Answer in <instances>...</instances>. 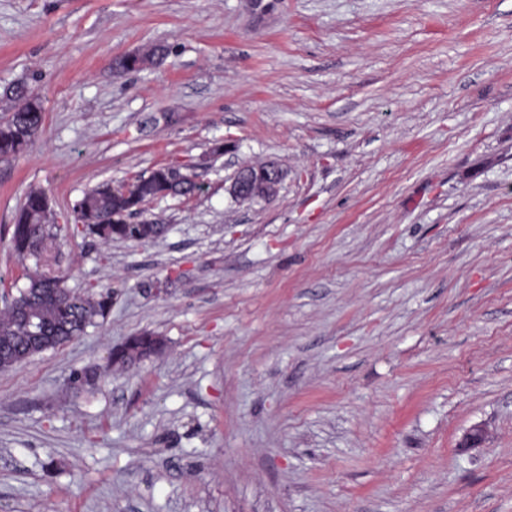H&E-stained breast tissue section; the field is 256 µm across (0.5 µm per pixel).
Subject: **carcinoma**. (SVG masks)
<instances>
[{"instance_id": "1", "label": "carcinoma", "mask_w": 512, "mask_h": 512, "mask_svg": "<svg viewBox=\"0 0 512 512\" xmlns=\"http://www.w3.org/2000/svg\"><path fill=\"white\" fill-rule=\"evenodd\" d=\"M165 56L164 49L154 47L133 59L116 61L119 73L140 70ZM12 95L21 100L17 109L0 121V157H15L25 152L43 128L44 113L39 97L27 93L24 87L12 89ZM190 192L173 181L165 166L141 175L129 189L121 185H101L86 192L75 202L72 211L75 222L83 230L103 242L113 240L148 242L162 237L164 224H120L123 216L137 211L143 202L159 195ZM57 224L46 195L32 191L20 207L12 232V247L21 258L41 259L56 245ZM17 300L23 302L32 321L17 316L10 308L0 312V370H9L27 358L83 335L99 318H105L112 306L108 292H72L63 275H28V284L18 289ZM45 329L41 346L30 345L31 322Z\"/></svg>"}]
</instances>
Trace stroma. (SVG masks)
<instances>
[{
    "label": "stroma",
    "instance_id": "35a3bbf8",
    "mask_svg": "<svg viewBox=\"0 0 512 512\" xmlns=\"http://www.w3.org/2000/svg\"><path fill=\"white\" fill-rule=\"evenodd\" d=\"M16 84L45 122L0 161V281L40 190L44 271L112 307L0 371V512H512V0H0V118ZM256 161L288 176L238 203ZM160 166L203 187L145 204L164 237L77 228ZM165 55L166 53H164L163 48L154 47L143 53H139V55L133 59H128L126 57L121 58L116 61L115 70L119 73L140 70L149 64H153L156 61V58H163ZM46 195L31 191L20 207L12 232V247L22 259L28 257L39 261L56 245L57 225ZM132 345H138V348L137 351L131 356V366L135 365L143 359L152 356H159L162 354L165 347V340L161 336L154 335L130 336L124 342L112 348V366H117L120 364L121 356L127 352L129 347Z\"/></svg>",
    "mask_w": 512,
    "mask_h": 512
}]
</instances>
